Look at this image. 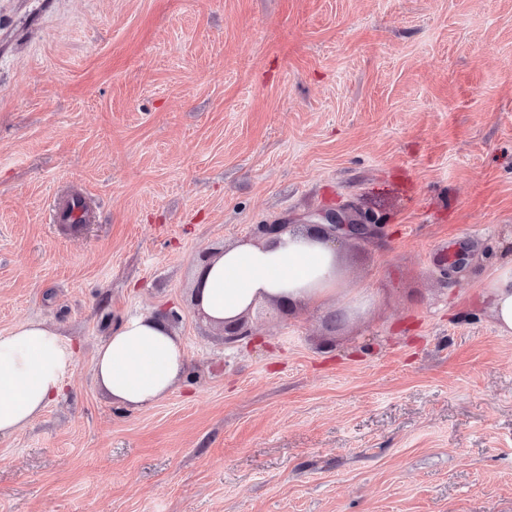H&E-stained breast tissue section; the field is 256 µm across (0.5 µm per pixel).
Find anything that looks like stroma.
Here are the masks:
<instances>
[{"label": "stroma", "instance_id": "obj_1", "mask_svg": "<svg viewBox=\"0 0 512 512\" xmlns=\"http://www.w3.org/2000/svg\"><path fill=\"white\" fill-rule=\"evenodd\" d=\"M342 205L374 309L226 343L204 260ZM510 252L512 0H0V331L76 349L0 442V512H512V335L480 300ZM160 310L186 373L121 409L94 354Z\"/></svg>", "mask_w": 512, "mask_h": 512}]
</instances>
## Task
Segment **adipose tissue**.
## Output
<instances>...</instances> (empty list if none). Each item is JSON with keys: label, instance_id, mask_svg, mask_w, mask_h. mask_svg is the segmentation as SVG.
<instances>
[{"label": "adipose tissue", "instance_id": "adipose-tissue-1", "mask_svg": "<svg viewBox=\"0 0 512 512\" xmlns=\"http://www.w3.org/2000/svg\"><path fill=\"white\" fill-rule=\"evenodd\" d=\"M340 266L339 245L312 231L243 240L203 269L196 303L219 324L241 320L266 302L319 307L342 292ZM482 298L499 332L512 335V260L497 264ZM75 359L73 344L42 321L0 331V439L12 437L62 396ZM186 365V351L165 312L115 322L94 356L97 382L126 410L156 404Z\"/></svg>", "mask_w": 512, "mask_h": 512}]
</instances>
